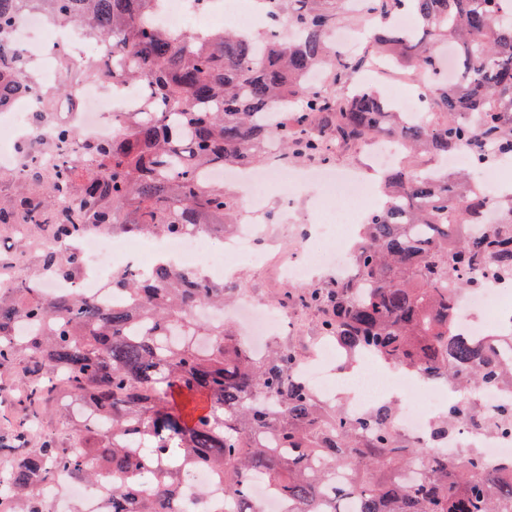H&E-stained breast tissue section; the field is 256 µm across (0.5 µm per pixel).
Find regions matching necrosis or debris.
<instances>
[{
  "label": "necrosis or debris",
  "mask_w": 512,
  "mask_h": 512,
  "mask_svg": "<svg viewBox=\"0 0 512 512\" xmlns=\"http://www.w3.org/2000/svg\"><path fill=\"white\" fill-rule=\"evenodd\" d=\"M155 20L163 28L177 33L187 22L202 29L215 23L248 31L267 27L269 14L253 0H211L206 10H199L195 0H164ZM13 43L24 50L37 67V78L42 86L50 87L60 78L56 52L62 45L72 46L77 57L105 59L107 44L89 41L77 30L53 27L44 17L35 13L18 16L12 30ZM388 88V98L398 111L420 112L430 91L429 79L420 74L400 75L397 63L378 58L366 67ZM144 97L140 86L126 82H109L95 77L83 79L76 87V102L66 119L49 115L41 126H33L29 116L35 103L32 98L19 97L0 108V171L19 173L23 158L41 163H56L79 158L86 142L108 141L119 133V122L129 112L141 111ZM69 128L71 137L58 143L54 152H45L44 146L53 140L57 127ZM236 181L251 180L249 198L251 222L238 225L222 250L212 247L213 233L205 227L179 235L152 236L139 231L116 238L111 226L85 225L82 232L69 240L56 239L44 232L39 246L62 254L79 255L80 270L65 275L47 269H33L31 258L10 252L6 265L0 267V289L13 290L34 286L45 296L79 295L102 306L112 303V275L118 270L135 274L146 269L145 258L153 262L169 260L174 269L203 276L215 285L232 287L233 276L227 259L265 265L274 264L279 279L301 283L308 276L307 267L295 257L272 259L263 248L264 228L260 223L270 194L280 198L294 197L299 189L296 178L288 176L280 164L265 171L233 166L230 171L212 168L206 171L208 181L218 183L224 178ZM341 193L351 196L354 204L344 209L324 207L317 211L318 234L328 245L327 251H316L312 261L318 262L331 255L336 267L350 274L354 268L350 260L348 233L358 220L374 207L373 196L362 178L351 177L339 182ZM239 313L246 323L254 351L268 345V331L288 325L286 315L266 308L259 301H245ZM454 318L459 333L476 339L491 335H512V279L488 278L476 289L457 295ZM344 357L330 338L321 337L301 359L296 375L305 381L314 394L327 405H339L351 419L363 417L368 410L386 402L396 404L393 427L402 435L440 452L455 455L469 448L479 449L486 463H496L512 455V435H498L468 423L449 427L446 435L435 436L433 425L437 417L445 415L456 405L460 395L445 390L438 382L407 375L398 370L380 366L370 356L356 358L354 378L347 398H340L335 390L339 385L332 372L333 365L343 364ZM108 478L97 483L73 481L59 476L38 489L40 501L49 506L59 505L63 497L76 501L81 512H112V497L107 491ZM178 512H231L224 499V485L213 478L210 470H193L176 501Z\"/></svg>",
  "instance_id": "necrosis-or-debris-1"
}]
</instances>
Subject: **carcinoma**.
<instances>
[{
    "label": "carcinoma",
    "instance_id": "obj_1",
    "mask_svg": "<svg viewBox=\"0 0 512 512\" xmlns=\"http://www.w3.org/2000/svg\"><path fill=\"white\" fill-rule=\"evenodd\" d=\"M286 14L298 38L281 42L214 29L171 33L151 24L161 0H0V106L36 94L45 121L60 96L83 77L141 85L146 109L126 115L110 142L86 145L83 157L25 165L16 181L0 173V230L30 225L23 240L53 228L62 236L86 224L176 235L198 224H231L239 209L224 185L199 178L205 168L255 165L275 140L284 158L326 161L339 146L370 135L399 138L411 156L458 148L474 163L512 156V13L504 0H365L382 19L372 36L416 70L440 66L444 44L457 48L460 77L431 94L426 115L409 123L371 89L336 96L304 76L325 56V35L339 21L340 0H263ZM407 4L417 28L389 19ZM22 13L79 26L133 62L76 63L59 49L69 83L41 89L26 80L30 60L9 34ZM341 62L333 86L362 66ZM381 207L370 212L352 251L358 276L338 278L302 299L321 314L320 330L347 354L368 353L421 378L466 388L512 387V357L459 335L455 293L486 276L512 275V207L487 223V191L466 174L431 173L405 163L384 174ZM70 274L75 254L42 256ZM125 300L109 308L79 296L23 297L0 292V369L19 377L12 417L0 421V461L8 469L0 498L28 512L37 485L58 473L85 481L111 475L112 512H174L183 476L207 467L224 480L236 512H263L250 480L264 475L291 512H338L347 495L358 512H512V463L489 470L469 451L455 457L422 448L392 426L394 404L350 420L291 377L299 353L277 344L255 355L224 324L190 315L200 302L224 306V288L165 262L148 275L112 277ZM457 406L434 434L469 418ZM486 426L512 431V407ZM425 462L423 478L401 477ZM348 470L339 486L327 470ZM148 470L152 483H139Z\"/></svg>",
    "mask_w": 512,
    "mask_h": 512
}]
</instances>
